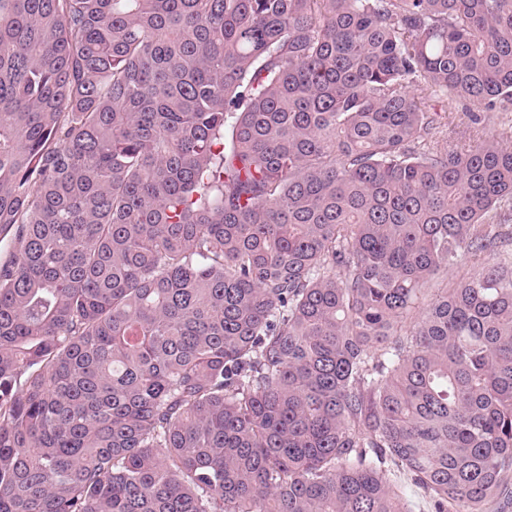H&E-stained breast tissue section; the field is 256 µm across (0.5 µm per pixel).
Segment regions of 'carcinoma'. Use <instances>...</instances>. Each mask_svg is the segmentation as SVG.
<instances>
[{
    "instance_id": "cac0c4a2",
    "label": "carcinoma",
    "mask_w": 512,
    "mask_h": 512,
    "mask_svg": "<svg viewBox=\"0 0 512 512\" xmlns=\"http://www.w3.org/2000/svg\"><path fill=\"white\" fill-rule=\"evenodd\" d=\"M425 90L512 109V0H0V512H512V150ZM426 109L430 112L435 113V117L442 124L447 123L448 121V113L451 117H455L454 125L456 126L450 136V143L457 147L458 150H467L470 145L479 138L488 136L490 138L495 139L501 146L504 148H512V112H500L498 113V117L494 119V122L484 128V126H479L477 129H473V126L467 127V122L464 124H460L459 115L464 110L465 102L459 101L453 103L452 105H448V100L439 95H433L430 91L426 94ZM453 112H448L450 109ZM452 126V128H453Z\"/></svg>"
}]
</instances>
